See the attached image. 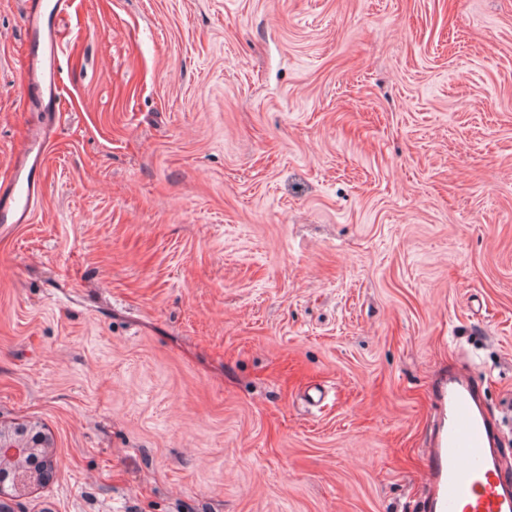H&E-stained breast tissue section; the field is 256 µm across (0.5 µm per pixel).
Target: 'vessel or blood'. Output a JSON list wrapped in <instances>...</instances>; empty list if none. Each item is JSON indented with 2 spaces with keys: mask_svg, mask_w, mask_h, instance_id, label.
<instances>
[{
  "mask_svg": "<svg viewBox=\"0 0 512 512\" xmlns=\"http://www.w3.org/2000/svg\"><path fill=\"white\" fill-rule=\"evenodd\" d=\"M28 54L22 81L31 106L58 108L56 61L61 47L57 17L70 0H27ZM49 141L46 126L26 125L8 178L0 180V224L32 223L42 195L41 169ZM440 397L443 424L430 454L426 480L430 512H512V480L495 454L494 431L468 370H449Z\"/></svg>",
  "mask_w": 512,
  "mask_h": 512,
  "instance_id": "1",
  "label": "vessel or blood"
}]
</instances>
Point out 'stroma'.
<instances>
[{
    "label": "stroma",
    "instance_id": "obj_1",
    "mask_svg": "<svg viewBox=\"0 0 512 512\" xmlns=\"http://www.w3.org/2000/svg\"><path fill=\"white\" fill-rule=\"evenodd\" d=\"M57 35L0 232V424L57 476L7 512H428L461 361L512 465V0H71ZM49 141L47 127L27 124L8 178L0 181V224L33 222L42 195L41 169Z\"/></svg>",
    "mask_w": 512,
    "mask_h": 512
}]
</instances>
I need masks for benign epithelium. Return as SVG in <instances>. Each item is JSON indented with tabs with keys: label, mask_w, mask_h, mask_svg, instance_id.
<instances>
[{
	"label": "benign epithelium",
	"mask_w": 512,
	"mask_h": 512,
	"mask_svg": "<svg viewBox=\"0 0 512 512\" xmlns=\"http://www.w3.org/2000/svg\"><path fill=\"white\" fill-rule=\"evenodd\" d=\"M54 469L51 442L39 423L0 425V500L23 487L48 485Z\"/></svg>",
	"instance_id": "obj_1"
}]
</instances>
